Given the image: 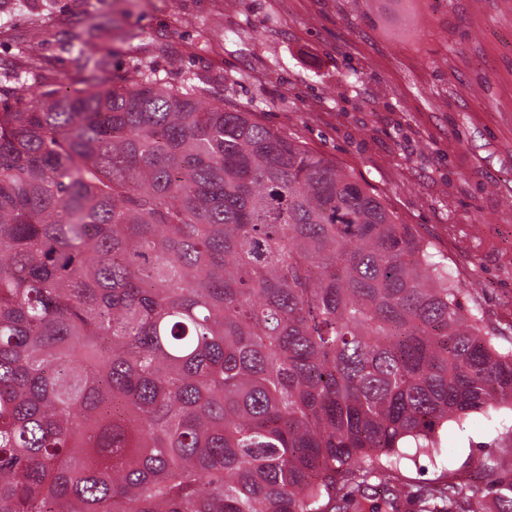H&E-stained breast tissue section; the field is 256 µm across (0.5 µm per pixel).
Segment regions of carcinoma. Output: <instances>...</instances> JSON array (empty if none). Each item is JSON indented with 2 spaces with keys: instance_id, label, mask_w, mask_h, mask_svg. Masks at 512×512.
<instances>
[{
  "instance_id": "carcinoma-1",
  "label": "carcinoma",
  "mask_w": 512,
  "mask_h": 512,
  "mask_svg": "<svg viewBox=\"0 0 512 512\" xmlns=\"http://www.w3.org/2000/svg\"><path fill=\"white\" fill-rule=\"evenodd\" d=\"M68 45L75 87L0 85V512H381L369 480L448 423L512 434V337L418 227L194 79Z\"/></svg>"
}]
</instances>
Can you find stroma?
Segmentation results:
<instances>
[{
  "label": "stroma",
  "instance_id": "stroma-1",
  "mask_svg": "<svg viewBox=\"0 0 512 512\" xmlns=\"http://www.w3.org/2000/svg\"><path fill=\"white\" fill-rule=\"evenodd\" d=\"M155 72L325 152L421 227L460 299L512 336V0H0V82L63 88L81 62ZM512 473V436L474 416L399 480L454 482L474 512Z\"/></svg>",
  "mask_w": 512,
  "mask_h": 512
}]
</instances>
